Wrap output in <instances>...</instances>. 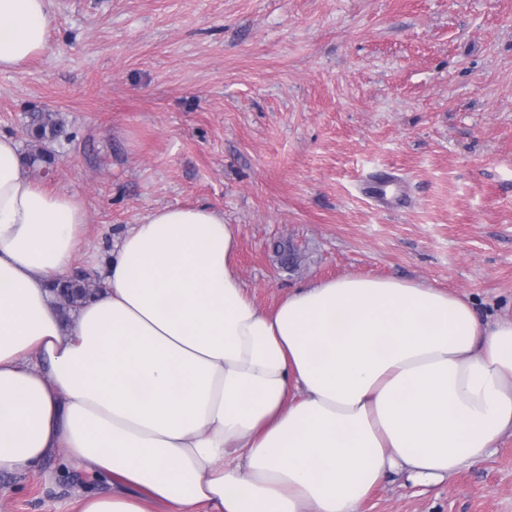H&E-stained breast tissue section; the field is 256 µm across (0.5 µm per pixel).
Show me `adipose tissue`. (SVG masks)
I'll return each mask as SVG.
<instances>
[{"instance_id": "obj_1", "label": "adipose tissue", "mask_w": 512, "mask_h": 512, "mask_svg": "<svg viewBox=\"0 0 512 512\" xmlns=\"http://www.w3.org/2000/svg\"><path fill=\"white\" fill-rule=\"evenodd\" d=\"M52 0H0V71L43 55ZM0 135V472L62 458L76 512H360L389 473L438 482L512 433V320L422 282L344 275L258 306L239 231L151 212L61 320L48 290L82 200L21 174Z\"/></svg>"}]
</instances>
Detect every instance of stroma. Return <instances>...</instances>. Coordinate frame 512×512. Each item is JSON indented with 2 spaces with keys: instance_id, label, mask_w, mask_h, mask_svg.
I'll return each instance as SVG.
<instances>
[{
  "instance_id": "1",
  "label": "stroma",
  "mask_w": 512,
  "mask_h": 512,
  "mask_svg": "<svg viewBox=\"0 0 512 512\" xmlns=\"http://www.w3.org/2000/svg\"><path fill=\"white\" fill-rule=\"evenodd\" d=\"M48 50L0 72V134L63 123L35 182L87 213L71 272L103 278L153 210L209 206L273 308L344 274L420 281L512 319V0H53ZM394 176L386 209L363 191ZM57 459L0 473L10 512H70ZM361 512H512V435L433 484L388 477ZM29 127L35 128L36 142L43 144L55 141L62 133L63 125L61 122L52 118L50 112H35L30 116Z\"/></svg>"
}]
</instances>
